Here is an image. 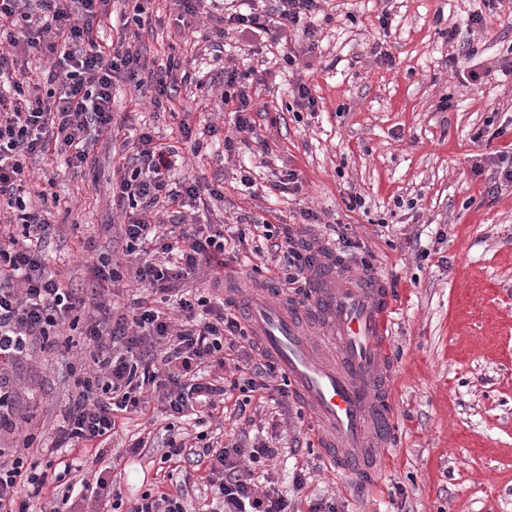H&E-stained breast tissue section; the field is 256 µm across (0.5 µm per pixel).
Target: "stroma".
Wrapping results in <instances>:
<instances>
[{"instance_id": "35a3bbf8", "label": "stroma", "mask_w": 512, "mask_h": 512, "mask_svg": "<svg viewBox=\"0 0 512 512\" xmlns=\"http://www.w3.org/2000/svg\"><path fill=\"white\" fill-rule=\"evenodd\" d=\"M327 0L315 18V42L296 36L269 48L258 36L223 34L214 24L184 25L172 0H153L151 28L138 45L148 60L168 55L204 69L205 84L180 85L170 104L136 102L123 89L112 108L122 129L100 139L85 179L59 171L53 190L74 198L72 212L52 210L55 231L42 250L52 270L74 288L93 278L99 256L122 259L125 218L108 196L126 128L145 127L172 139L188 110L194 132L216 124L227 132L233 114L222 105L221 66L261 69L256 132L235 152L186 157L183 171L224 189L211 223L296 224L316 212L314 233L331 239L348 225L389 286L388 363L393 372L394 426L372 479L337 475L319 447H305L312 420L296 402L281 409L269 468L289 499L335 502L336 512H512V186L488 193L491 153L512 146V74L501 60L512 51V7L486 10L482 0ZM482 13L483 24L469 22ZM456 37H449V28ZM224 46L221 61L206 57ZM297 53L294 65L284 61ZM480 80H471V72ZM306 83L316 114L297 106L293 89ZM449 109L438 110L442 97ZM503 136L474 141L487 125ZM298 181L275 183L288 170ZM249 172L254 185L240 182ZM364 204L348 210L349 194ZM93 241V251L81 249ZM75 354L33 351L13 373L14 412L29 421L38 447L50 445L79 375ZM129 433L147 434L142 455H126L114 437L103 466H116L125 490L153 479L165 430L133 416ZM307 483L295 490L296 469Z\"/></svg>"}]
</instances>
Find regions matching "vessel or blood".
<instances>
[{
  "mask_svg": "<svg viewBox=\"0 0 512 512\" xmlns=\"http://www.w3.org/2000/svg\"><path fill=\"white\" fill-rule=\"evenodd\" d=\"M311 257L305 301L249 290L238 308L312 416L318 447L337 473L356 479L367 469L370 429L393 422L385 381L392 302L378 276L341 275L331 246Z\"/></svg>",
  "mask_w": 512,
  "mask_h": 512,
  "instance_id": "vessel-or-blood-1",
  "label": "vessel or blood"
}]
</instances>
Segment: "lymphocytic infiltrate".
Segmentation results:
<instances>
[{
    "label": "lymphocytic infiltrate",
    "mask_w": 512,
    "mask_h": 512,
    "mask_svg": "<svg viewBox=\"0 0 512 512\" xmlns=\"http://www.w3.org/2000/svg\"><path fill=\"white\" fill-rule=\"evenodd\" d=\"M184 15L274 40L295 34L316 36L315 17L323 0H175ZM110 0H0V429L14 435L18 450H0V512H33L32 500L45 497L63 474L83 471L89 448L103 449L128 413H141L158 399L167 419L194 417L197 445L168 439L161 464L179 470L189 461L198 481L209 487L205 512H299L275 488H260L254 464L277 456L263 439L251 448L236 441L208 442L204 430L213 413L243 418L248 405L288 400V379L260 349L250 327L228 299L218 297L226 252L247 250L264 239L276 263L268 279H281L295 294H306L308 243L295 224H253L226 238L220 224H188L182 212L223 201L221 187L174 174L175 157L190 149L200 155L204 143L188 122H180L171 141L141 129L127 137L125 159L112 169L109 192L116 204H128L122 227L125 252L133 256L132 276L146 290L132 309H103L101 283L121 281L119 263L96 266L95 281L77 289L53 274L41 250L54 226L51 209L58 195L33 187L30 165L60 157L73 176L84 175L101 137L111 136L112 102L120 87L134 86L152 103L170 98L175 61L152 68L126 32L107 44L98 30L109 17ZM48 58L49 67L31 70L32 59ZM236 134H251L256 120L253 96L258 87L236 70L224 73ZM213 271L211 288H188L200 269ZM94 309L83 331L91 349L44 463L31 461L30 431L17 427L9 404L10 370L33 350L67 345L64 326L71 314ZM91 488L89 512H187L186 486L148 490L124 498L112 478L83 480Z\"/></svg>",
    "instance_id": "1"
}]
</instances>
